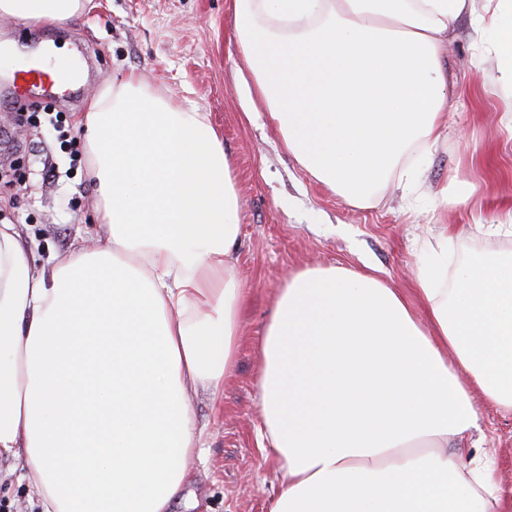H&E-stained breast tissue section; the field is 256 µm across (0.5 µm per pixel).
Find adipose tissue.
Segmentation results:
<instances>
[{"label":"adipose tissue","mask_w":512,"mask_h":512,"mask_svg":"<svg viewBox=\"0 0 512 512\" xmlns=\"http://www.w3.org/2000/svg\"><path fill=\"white\" fill-rule=\"evenodd\" d=\"M88 0H0L62 23ZM238 86L282 146L350 205L445 124L442 46L472 17L512 93V0H234ZM80 123L98 229L46 264L0 224V460L41 512H170L201 446L189 404L219 399L239 340V205L220 132L136 75L103 85ZM425 242L419 321L379 276L306 268L280 288L260 346L268 512H504L497 464L463 454L475 392L512 411V253L448 266Z\"/></svg>","instance_id":"obj_1"}]
</instances>
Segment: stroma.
Here are the masks:
<instances>
[{"instance_id": "stroma-1", "label": "stroma", "mask_w": 512, "mask_h": 512, "mask_svg": "<svg viewBox=\"0 0 512 512\" xmlns=\"http://www.w3.org/2000/svg\"><path fill=\"white\" fill-rule=\"evenodd\" d=\"M52 47L81 41L94 62L77 95L61 88L53 98L18 105L11 83L0 80V172L23 191L0 195V224L16 223L36 257L64 255L95 221L96 198L85 167L71 169L64 140L82 141L79 124L104 84L138 75L153 90L208 113L220 131L238 193L241 246L237 269L245 281L235 363L224 379L220 405L207 392L192 399L203 435L201 457L188 465L185 489L193 512H267L279 492L274 461L262 460L257 403L258 349L276 296L288 278L313 265L368 268L410 299L415 297L419 245L453 234L449 259L512 251V101L495 87L494 35L476 39L470 19L448 36L447 120L425 156L422 187L405 196L389 185L378 203L358 208L315 181L282 147L262 103L243 101L237 87L241 56L232 0H90L63 25L29 24L0 15V46L19 64L31 43ZM66 121L54 128L51 116ZM57 167L40 175L43 160ZM480 428L474 441L493 453L500 486L512 503V413L475 393Z\"/></svg>"}]
</instances>
